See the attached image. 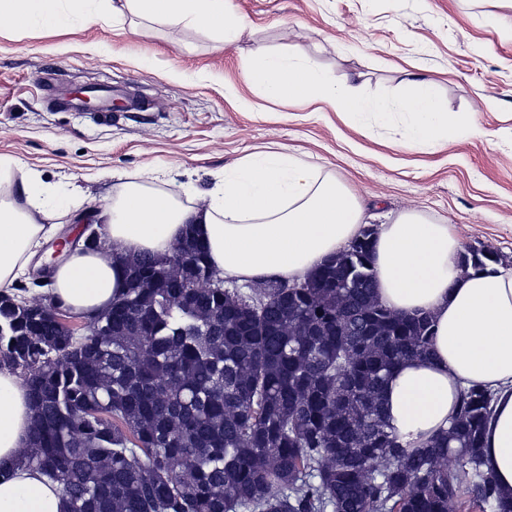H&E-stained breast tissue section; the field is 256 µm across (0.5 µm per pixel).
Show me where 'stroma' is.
Segmentation results:
<instances>
[{
  "instance_id": "35a3bbf8",
  "label": "stroma",
  "mask_w": 512,
  "mask_h": 512,
  "mask_svg": "<svg viewBox=\"0 0 512 512\" xmlns=\"http://www.w3.org/2000/svg\"><path fill=\"white\" fill-rule=\"evenodd\" d=\"M250 39L221 49L187 26L104 19L93 27L16 29L0 23V156L76 192L85 211L111 204L122 183L152 171L159 185L208 190L239 157L281 146L339 173L371 225L406 210L454 225L463 249L512 264V0H232ZM288 50L325 76H361L395 101L409 72L438 86L449 112L481 132L435 151L404 148L389 127H352L324 103L266 100L244 79L259 50ZM111 87V118L59 100Z\"/></svg>"
}]
</instances>
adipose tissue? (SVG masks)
<instances>
[{"instance_id": "obj_1", "label": "adipose tissue", "mask_w": 512, "mask_h": 512, "mask_svg": "<svg viewBox=\"0 0 512 512\" xmlns=\"http://www.w3.org/2000/svg\"><path fill=\"white\" fill-rule=\"evenodd\" d=\"M61 0H0V21L21 29H62L69 23ZM112 16H134L191 26L229 47L251 36L250 23L232 12L230 0H111ZM244 77L269 99L319 101L356 126L397 109L406 116L400 142L434 149L449 135L470 137L473 125L448 112L432 80L407 74L395 104L364 94L357 76L326 80L310 58L257 53ZM17 192L26 210L0 199V288L11 287L55 225L38 223L47 207L68 209L78 199L24 177ZM105 245L95 252L74 248L57 265L49 294L75 313L108 310L126 286L125 261L150 253L167 256L193 229L211 264L224 279L253 283L276 277L301 280L346 247L366 222L361 199L337 174L294 153L268 150L244 155L193 205L156 187L151 178L123 183L100 212ZM375 294L395 312H425L435 322L431 353L398 364L384 385V407L403 441L416 442L447 429L464 389L478 385L496 395L484 430V468L504 496L512 497V267L464 273L453 225L437 224L414 211L381 225L374 237ZM31 404L22 380L0 370V512H65L55 484L20 460L29 444Z\"/></svg>"}]
</instances>
